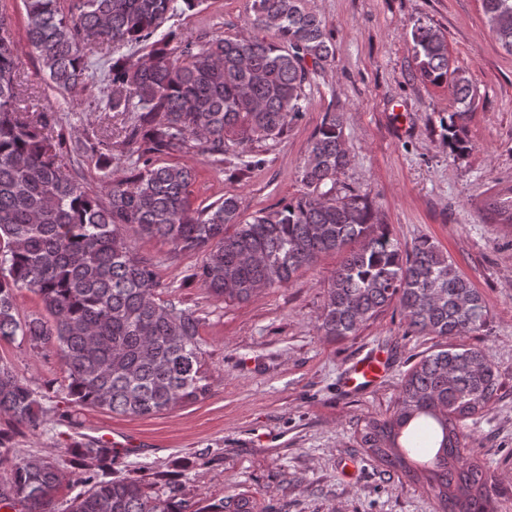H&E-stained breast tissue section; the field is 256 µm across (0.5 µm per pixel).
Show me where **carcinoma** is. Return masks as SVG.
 <instances>
[{
    "label": "carcinoma",
    "instance_id": "cac0c4a2",
    "mask_svg": "<svg viewBox=\"0 0 512 512\" xmlns=\"http://www.w3.org/2000/svg\"><path fill=\"white\" fill-rule=\"evenodd\" d=\"M23 3L26 47L53 88H86L94 61H110L104 95L91 108L106 124L66 145L54 137L58 113L22 106L19 47L0 13V341L18 340L34 351L54 346L64 366L62 387L76 405L153 416L210 391L200 319L158 297L156 266L124 239L128 225L166 240L175 253H203L193 276L226 302L284 286L322 254L342 255L316 318L327 339L356 335L394 302L416 333L463 338L487 326L488 301L431 239L401 245L378 222L367 195L338 189L348 164L339 114L329 113L308 144L305 191L248 220L235 195L192 208L194 170L158 163L192 141L222 156L231 131L243 148L288 133L309 101V66L334 59L326 25L306 0H253L250 23L272 31V41L159 33L166 19L199 0ZM482 4L499 45L512 55V0ZM177 38L181 52L174 59L167 46ZM411 38L420 77L448 84L459 105L442 126L450 153L463 154L473 85L450 66L440 32L419 22ZM143 43L150 50L137 59L121 53ZM126 146L136 148L137 158L128 175L114 177L115 151ZM65 152L97 156L109 177L107 201L65 172ZM488 208L512 223V196ZM22 288L40 298L47 317H20L15 297ZM499 377L481 350L444 345L405 374L390 416L364 419L360 445L385 468L426 487L442 512H494L498 484L461 437L464 421L494 401ZM0 413L32 428L45 415L38 392L6 364H0ZM8 452L0 432V466ZM67 452L69 472L50 456L10 452L0 506L52 512L59 487L72 480L91 487L72 500L70 512H253L244 498L196 508L177 485L151 493L137 478L100 480L97 471L112 462V449L92 442H76Z\"/></svg>",
    "mask_w": 512,
    "mask_h": 512
}]
</instances>
